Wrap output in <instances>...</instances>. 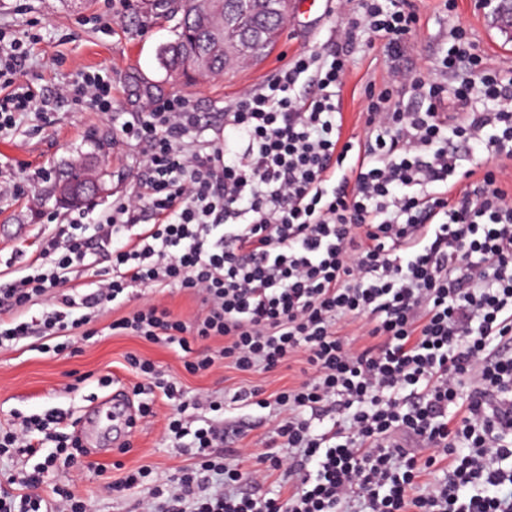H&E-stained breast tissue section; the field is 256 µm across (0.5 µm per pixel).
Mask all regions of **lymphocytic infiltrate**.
Masks as SVG:
<instances>
[{
	"mask_svg": "<svg viewBox=\"0 0 512 512\" xmlns=\"http://www.w3.org/2000/svg\"><path fill=\"white\" fill-rule=\"evenodd\" d=\"M350 13L328 51L295 55L222 122L204 125L183 95L146 103L119 129L142 151L135 193L92 220L42 211L35 256L0 287V348L41 336L44 352L76 353L110 306L111 331L178 345L192 374L302 363L273 394L234 393L275 411L256 452L225 430L223 401L187 396L129 355L144 378L136 422L164 396L166 439L194 451L167 482L149 484L142 465L103 483L109 494L148 486L146 512H512V75L487 68L462 28L437 71L410 62L414 0H353ZM360 32L390 67L366 92L363 136L347 138L342 88ZM38 39L0 30V133L51 110L16 81ZM63 94L111 111L112 74H80ZM463 146L486 152L482 172L463 169ZM138 287L177 288L200 311L187 321L159 300L131 306ZM215 338L220 349L199 351ZM190 408L213 416L194 425ZM69 427L52 408L0 431V457L37 459L7 476L24 491L1 493L0 512H42L58 460L83 468L88 451ZM274 477L281 489L264 493Z\"/></svg>",
	"mask_w": 512,
	"mask_h": 512,
	"instance_id": "f902f5d3",
	"label": "lymphocytic infiltrate"
}]
</instances>
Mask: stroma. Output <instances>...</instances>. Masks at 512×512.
<instances>
[{"label":"stroma","mask_w":512,"mask_h":512,"mask_svg":"<svg viewBox=\"0 0 512 512\" xmlns=\"http://www.w3.org/2000/svg\"><path fill=\"white\" fill-rule=\"evenodd\" d=\"M416 55L424 66H432L449 31L457 26L469 33L488 67L512 72V35L494 22L493 9L481 8L477 0H458L453 11H445L442 0H423L420 6ZM343 15L329 13L321 21L286 20L274 47L263 59L232 67L223 75L200 83L177 80L161 67L157 55L161 46L174 40L177 18L174 12L157 6L155 0H116L113 10H105L102 0H88L85 7L69 0H0V27H35L41 42L22 62V74L33 77L40 94L53 98L49 119L29 113L16 129L0 136V177L20 183L23 193L0 198V261L18 251L33 253L45 226L27 199L41 198L48 207H57L52 188L60 168L77 156L98 153L105 189L97 204L111 202L113 196L131 192L136 180L138 151L121 143L119 125L131 113L140 111L148 98L172 94L189 96L199 111H223L247 88L260 85L289 60L305 51L326 50ZM108 69L112 72V102L109 112H97L74 105L60 95L63 87L79 71ZM387 61L380 44L358 34L343 89V129L345 136H362L359 114L365 106L364 89L382 83ZM116 314L102 309L96 319L98 336L81 341L73 355L41 353L29 340L0 348V426L11 423L14 414L33 415L57 407L80 417L97 397L103 396L98 379L108 375L132 389L138 377L127 357L139 354L151 359L165 377L175 378L182 389L229 399L227 425L246 428L250 447H261L273 409L245 407L234 403L232 395L244 380L273 391L292 382L295 373L280 369L275 373L256 372L243 378L237 372L216 365L201 374L187 373L178 345L155 344L131 334H114L108 329ZM156 418L141 424L127 451L108 450L94 454V469L73 473L59 467L43 484L45 500L54 497L53 486L74 477L75 492L83 497L89 512H135L146 501V489L124 496H108L100 484L103 475L118 476L120 470L151 465L155 480L163 482L187 465L183 449L171 447L164 437V417L170 407L165 400L155 403Z\"/></svg>","instance_id":"1"}]
</instances>
